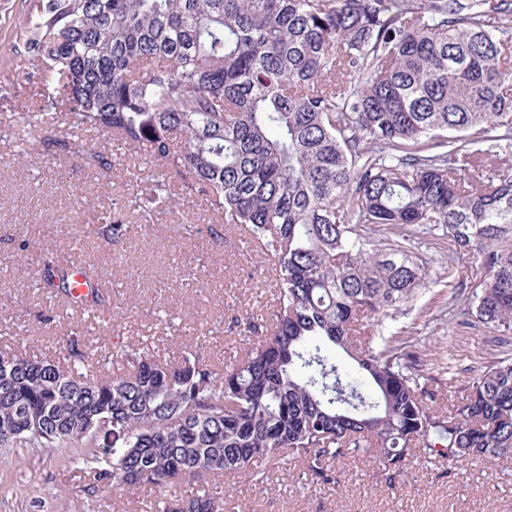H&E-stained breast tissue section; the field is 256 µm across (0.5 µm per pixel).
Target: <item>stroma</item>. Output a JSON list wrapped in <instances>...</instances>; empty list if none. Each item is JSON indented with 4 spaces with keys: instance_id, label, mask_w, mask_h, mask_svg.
<instances>
[{
    "instance_id": "35a3bbf8",
    "label": "stroma",
    "mask_w": 512,
    "mask_h": 512,
    "mask_svg": "<svg viewBox=\"0 0 512 512\" xmlns=\"http://www.w3.org/2000/svg\"><path fill=\"white\" fill-rule=\"evenodd\" d=\"M28 10L27 0H0V349L22 347L55 359L77 328L105 353L132 341L173 361L188 349L212 362L234 361L250 341L237 325L242 313L263 318L273 304L271 288L261 285L267 265L249 256L238 234H211L218 217L199 189L168 175L177 206L155 214L143 228L138 216L147 198L141 194L131 202L127 194L157 168L127 147L95 136L116 160L107 171L87 169L70 153L39 144L25 166L14 165L15 119L34 107L39 90L17 71V30ZM118 199L128 202L131 232L115 240L102 232L99 220ZM419 256L438 282L408 314L386 321L382 333H407L427 354L440 379L438 401L447 408L456 387L482 366L512 358V334L444 314L452 290L442 278L452 269L476 272V256L445 248ZM74 257L104 279L105 301L96 315L31 284L32 273ZM189 267L197 277L186 276ZM132 295L138 306L129 305ZM158 302L170 308L173 323L156 318ZM83 454L80 448L0 450V512H157L159 497L146 489H127L113 499L107 483L85 469ZM341 466L352 478L337 490L304 488L293 470L273 473L267 489L243 482V512H512L511 459L451 470L418 458L412 484L396 494L371 459L349 458Z\"/></svg>"
}]
</instances>
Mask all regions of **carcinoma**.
<instances>
[{
    "instance_id": "1",
    "label": "carcinoma",
    "mask_w": 512,
    "mask_h": 512,
    "mask_svg": "<svg viewBox=\"0 0 512 512\" xmlns=\"http://www.w3.org/2000/svg\"><path fill=\"white\" fill-rule=\"evenodd\" d=\"M512 0H33L19 26L39 111L28 138L111 168L91 128L200 186L224 230L262 255L275 304L255 340L216 369L133 343L122 368L86 350L13 353L0 370V448L93 443V478L161 491L206 472L161 512H225L232 483L293 466L341 485L336 462L364 453L393 490L417 456L461 468L512 458V359L490 361L438 406L421 354L389 335L352 343L364 321L408 311L431 288L418 252L448 237L477 251L458 281L462 314L512 333ZM155 210L176 207L165 180ZM34 283L70 295L47 268ZM342 350L352 368L336 360ZM41 418L40 427L29 416ZM224 479L222 477H218L217 475L207 474L203 476L202 482H197L195 480L192 481H184L178 484L177 487H169L163 493L165 496L163 498L167 499L170 507H176V504L182 503L187 500L188 496L191 497L197 490L203 488H209L213 493H224Z\"/></svg>"
}]
</instances>
